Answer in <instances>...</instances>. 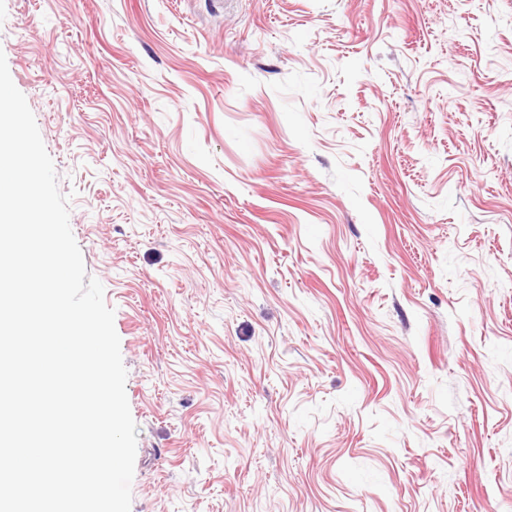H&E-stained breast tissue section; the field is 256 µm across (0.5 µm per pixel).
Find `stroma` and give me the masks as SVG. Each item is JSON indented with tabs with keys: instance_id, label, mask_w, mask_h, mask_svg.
Returning <instances> with one entry per match:
<instances>
[{
	"instance_id": "35a3bbf8",
	"label": "stroma",
	"mask_w": 512,
	"mask_h": 512,
	"mask_svg": "<svg viewBox=\"0 0 512 512\" xmlns=\"http://www.w3.org/2000/svg\"><path fill=\"white\" fill-rule=\"evenodd\" d=\"M0 51L130 512H512V0H0Z\"/></svg>"
}]
</instances>
